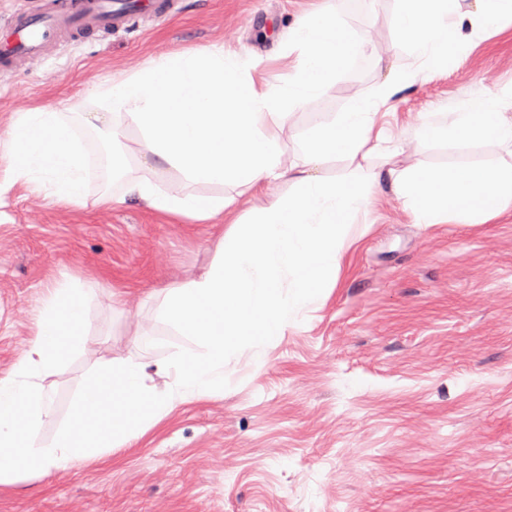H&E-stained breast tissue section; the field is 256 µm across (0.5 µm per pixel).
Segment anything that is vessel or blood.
Listing matches in <instances>:
<instances>
[{"label":"vessel or blood","mask_w":512,"mask_h":512,"mask_svg":"<svg viewBox=\"0 0 512 512\" xmlns=\"http://www.w3.org/2000/svg\"><path fill=\"white\" fill-rule=\"evenodd\" d=\"M154 0H46L37 13L12 15L0 30V64L15 58L38 59L64 33L126 28L142 12L156 11Z\"/></svg>","instance_id":"b4317fda"}]
</instances>
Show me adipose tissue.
<instances>
[{
    "mask_svg": "<svg viewBox=\"0 0 512 512\" xmlns=\"http://www.w3.org/2000/svg\"><path fill=\"white\" fill-rule=\"evenodd\" d=\"M396 20L401 40L421 68L447 67L467 31L497 29L512 0H405ZM288 85H257L252 62L220 47L151 59L132 75L93 86L94 112L19 113L7 131L15 176L49 186L60 204H85V163L72 125L97 130L116 146L112 180L123 195L175 219L230 215L210 268L160 290L158 312L194 350L156 364L128 357L98 363L67 419L49 439L38 431L52 415L43 375L86 353L93 284L62 274L44 298L30 347L0 377V484L25 475L66 471L130 447L179 404L224 394V364L243 347L275 340L298 312L335 287L355 216L384 191L402 199L416 224H489L512 208V96L487 94L448 115L446 130L425 138L488 140L494 161L458 168L411 161L386 145L378 116L411 76L391 71L373 97L353 96L350 111L318 122L293 160L296 111L322 94L365 46L337 10L315 11L288 37ZM268 119L279 130L266 134ZM141 134V158L129 164L120 146L127 123ZM347 162V174L323 176L325 163ZM176 168L196 190L180 194L156 182L157 167ZM249 198L243 216L235 210ZM171 377L156 394L149 373Z\"/></svg>",
    "mask_w": 512,
    "mask_h": 512,
    "instance_id": "adipose-tissue-1",
    "label": "adipose tissue"
}]
</instances>
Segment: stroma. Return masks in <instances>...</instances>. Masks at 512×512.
Wrapping results in <instances>:
<instances>
[{
	"label": "stroma",
	"instance_id": "stroma-1",
	"mask_svg": "<svg viewBox=\"0 0 512 512\" xmlns=\"http://www.w3.org/2000/svg\"><path fill=\"white\" fill-rule=\"evenodd\" d=\"M326 0H181L174 15L57 42L39 61L0 68V376L27 348L43 295L60 273L98 281L89 353L43 384L51 437L90 369L193 349L143 304L152 288L205 271L223 217L170 223L143 203L102 207L108 154L79 126L89 162L86 204L56 203L7 170L4 131L17 113L74 103L88 87L164 54L221 46L258 81L286 85L288 32ZM338 15L368 47L298 111L302 138L348 111L390 68L415 72L386 117L408 142L421 122L488 93L512 95V21L475 33L458 60L418 68L395 29L403 0H359ZM491 143L429 147L426 164L494 157ZM335 288L262 350L224 365V396L179 405L112 462L0 484V512H512V211L492 224H416L393 194L351 228ZM127 297L129 314L112 309Z\"/></svg>",
	"mask_w": 512,
	"mask_h": 512
}]
</instances>
